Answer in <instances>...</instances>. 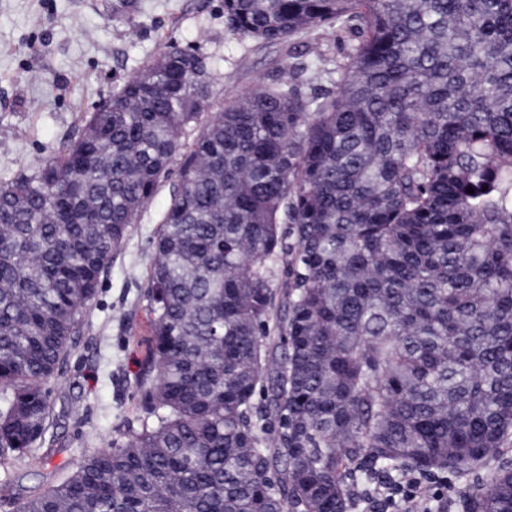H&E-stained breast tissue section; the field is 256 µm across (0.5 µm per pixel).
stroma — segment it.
I'll list each match as a JSON object with an SVG mask.
<instances>
[{"instance_id":"35a3bbf8","label":"stroma","mask_w":512,"mask_h":512,"mask_svg":"<svg viewBox=\"0 0 512 512\" xmlns=\"http://www.w3.org/2000/svg\"><path fill=\"white\" fill-rule=\"evenodd\" d=\"M354 42L352 30L327 25L283 43L242 39L224 24V0H0V181L57 150L86 112L166 46L206 58L210 98L219 102L274 83L292 64L309 68L302 93L327 88V76L311 69L315 55L340 62ZM170 190L159 187L102 276L62 370L46 385L43 462L13 469L9 486L0 485V512L65 479L139 415L136 379L150 337L146 271Z\"/></svg>"}]
</instances>
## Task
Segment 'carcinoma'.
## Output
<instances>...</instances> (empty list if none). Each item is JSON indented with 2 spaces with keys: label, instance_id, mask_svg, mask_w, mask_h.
I'll return each mask as SVG.
<instances>
[{
  "label": "carcinoma",
  "instance_id": "obj_1",
  "mask_svg": "<svg viewBox=\"0 0 512 512\" xmlns=\"http://www.w3.org/2000/svg\"><path fill=\"white\" fill-rule=\"evenodd\" d=\"M224 24L356 43L317 59L331 89L291 65L190 142L208 64L171 48L0 184L7 474L42 461L45 384L179 163L142 414L15 512H363L416 482L421 512H512V0H224Z\"/></svg>",
  "mask_w": 512,
  "mask_h": 512
}]
</instances>
